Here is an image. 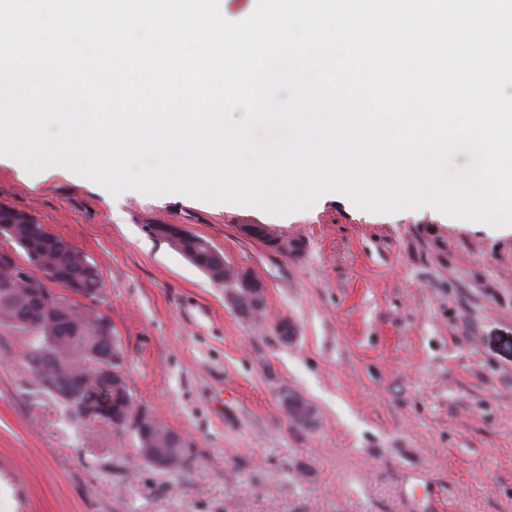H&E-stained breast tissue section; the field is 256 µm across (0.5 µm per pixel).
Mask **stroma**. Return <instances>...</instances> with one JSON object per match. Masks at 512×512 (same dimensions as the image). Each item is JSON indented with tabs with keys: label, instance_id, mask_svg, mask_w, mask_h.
<instances>
[{
	"label": "stroma",
	"instance_id": "obj_1",
	"mask_svg": "<svg viewBox=\"0 0 512 512\" xmlns=\"http://www.w3.org/2000/svg\"><path fill=\"white\" fill-rule=\"evenodd\" d=\"M0 202L97 265L133 406L187 454L163 470L132 430L69 415L26 366L28 336L0 326V512H512V231L431 205L373 213L338 191L286 216L115 196L5 156ZM169 212L263 282L259 317L150 234ZM252 221L305 252L244 237ZM286 391L312 427L288 420Z\"/></svg>",
	"mask_w": 512,
	"mask_h": 512
}]
</instances>
